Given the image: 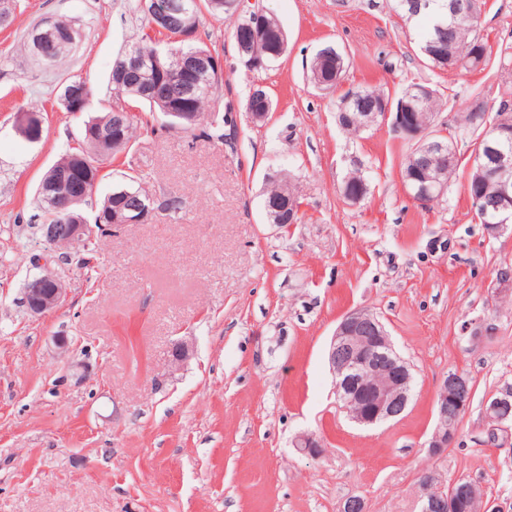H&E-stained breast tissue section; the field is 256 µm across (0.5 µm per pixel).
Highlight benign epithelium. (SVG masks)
<instances>
[{"label": "benign epithelium", "instance_id": "7a95c632", "mask_svg": "<svg viewBox=\"0 0 512 512\" xmlns=\"http://www.w3.org/2000/svg\"><path fill=\"white\" fill-rule=\"evenodd\" d=\"M185 80L183 91L187 98L194 95L195 84L192 77L206 71L223 69V61L212 56H189L178 60ZM393 116V128L407 136L417 138L421 132L416 129L411 112H375L371 119ZM18 132L30 142L42 137V124L34 112L17 113ZM490 160L491 172L501 177L499 195L485 212L487 230L497 234L512 223V180L505 174L512 169V158L496 150L488 143L484 150ZM447 187L437 180L422 184L412 198L420 204H431L441 197ZM118 204L112 209V225L141 224L150 216L151 202L139 194L124 190L113 194ZM54 209L63 217L62 224H46L42 238L52 249L58 245L73 247L89 241L97 226L85 222L83 216L73 214L71 205L74 197H52ZM267 215L273 217L284 212L288 219L277 221V226L287 228L293 224L295 213L300 207L294 200H270L266 203ZM66 288L62 281L49 271L30 278L23 289V303L33 316H41L56 310L66 299ZM328 363L334 378V390L342 409L347 416L361 426H374L398 420L407 410L411 401L413 375L410 365L395 350L382 321L366 310L347 313L336 328L328 350ZM469 379L458 372L444 376L435 395L436 428L428 448L438 454L450 447L455 439L458 424L448 419V402L458 405L463 413L470 401L460 399V394L468 390ZM512 404L508 396L497 397L485 409L487 419L493 423L506 420V406ZM420 512H459L460 498L469 502L466 512H486L475 485L459 489H444L432 472L421 475Z\"/></svg>", "mask_w": 512, "mask_h": 512}]
</instances>
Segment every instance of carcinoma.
Masks as SVG:
<instances>
[{"label": "carcinoma", "mask_w": 512, "mask_h": 512, "mask_svg": "<svg viewBox=\"0 0 512 512\" xmlns=\"http://www.w3.org/2000/svg\"><path fill=\"white\" fill-rule=\"evenodd\" d=\"M170 6V13L159 22L161 30L149 32L150 20L142 17L146 31L114 62V67L130 65L131 56L140 58L142 69L134 74L129 83L122 86L120 94L134 97L151 108L157 110L166 119V127L171 128L183 123L174 115L178 108L174 104L181 100L182 78L175 62L177 56L187 53L217 54L200 38L186 43L176 41L173 35L187 29L198 30L199 18L202 11L212 15L221 13H236L241 8V0H165ZM452 0H422L421 5L427 9L422 15H417L414 0H398L397 8L401 13H409L416 17V22L423 26L420 42V52L432 65L439 68L477 70L485 68L492 59V47L480 34L479 20L485 0H459L461 6L452 11L449 8ZM56 27L50 35L54 46L53 61H61L73 45L75 29L66 19L55 20ZM249 24L255 30L254 40L250 49L257 59L266 57L269 44L276 42L281 33V26L276 21H269L268 28H260L254 14L243 17L234 25L232 36H242L243 26ZM224 83L223 74H202L197 78V93L194 101L188 105L187 111L199 112L207 116V136L224 142V125L226 113L231 111L230 103H220V92ZM494 100V121L500 125H512V84L504 81L495 86L476 93L471 102L464 105L461 115V128L477 131L473 122V107L485 111L484 98ZM399 100L412 105L417 113L419 126L422 131L433 127L436 114L440 109L438 91L426 84L412 83L401 93ZM389 102V96L379 88L357 87L344 93L337 104V112H348L359 116L356 123L339 120L346 131L357 133L362 127L371 125L369 113L376 112L383 103ZM137 116L129 113L124 116V138L110 141H100L83 136L84 146L75 148L63 155L46 173L43 181L49 182L55 173L61 169L77 168L99 172L101 162L116 152L126 148L134 137ZM428 140L419 137L407 154L401 176L408 190H413L417 183L411 180L413 172L421 167H432L439 171L443 182L449 183L456 177L458 159L453 142H448V153L439 155L425 149ZM469 181L478 184L477 194L471 196L475 213L493 200L499 190L498 178L489 171L473 164L469 173ZM297 196L293 186L287 183V178L280 177L269 181L265 198H277L284 194Z\"/></svg>", "instance_id": "carcinoma-1"}]
</instances>
